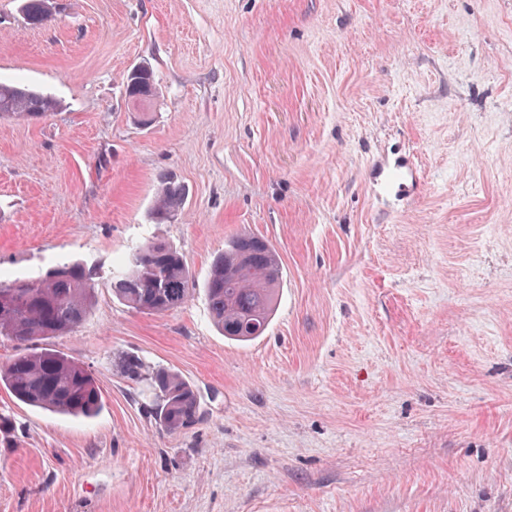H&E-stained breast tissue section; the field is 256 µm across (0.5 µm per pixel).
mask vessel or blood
Here are the masks:
<instances>
[{
    "label": "vessel or blood",
    "mask_w": 512,
    "mask_h": 512,
    "mask_svg": "<svg viewBox=\"0 0 512 512\" xmlns=\"http://www.w3.org/2000/svg\"><path fill=\"white\" fill-rule=\"evenodd\" d=\"M424 177L418 165L406 154L397 152L378 157L371 165L370 187L381 201L398 203L420 193Z\"/></svg>",
    "instance_id": "1"
}]
</instances>
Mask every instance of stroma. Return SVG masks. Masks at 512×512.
<instances>
[{
    "label": "stroma",
    "mask_w": 512,
    "mask_h": 512,
    "mask_svg": "<svg viewBox=\"0 0 512 512\" xmlns=\"http://www.w3.org/2000/svg\"><path fill=\"white\" fill-rule=\"evenodd\" d=\"M0 0V80L52 94L0 120V278L95 269L79 332L94 420L0 390V512H512V0ZM151 64L152 120L124 81ZM393 150L425 173L369 191ZM186 185L172 224L160 175ZM284 270L269 332L224 340L203 290L162 315L112 294L161 238L203 280L225 241ZM176 368L204 420L159 432L120 358ZM45 1L46 0H20V10L25 18L32 24H40L49 18L46 16L45 10L49 14H53L56 10V0ZM423 186L422 171L406 154L383 155L371 165L370 187L378 200L394 206L410 195L419 194ZM187 188L173 174L161 178L151 201V219L155 224H171L184 208Z\"/></svg>",
    "instance_id": "35a3bbf8"
}]
</instances>
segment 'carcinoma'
Wrapping results in <instances>:
<instances>
[{"instance_id":"obj_1","label":"carcinoma","mask_w":512,"mask_h":512,"mask_svg":"<svg viewBox=\"0 0 512 512\" xmlns=\"http://www.w3.org/2000/svg\"><path fill=\"white\" fill-rule=\"evenodd\" d=\"M45 0H20V10L33 24L48 19ZM126 96L137 106L157 96L152 69L133 68L126 77ZM61 109L53 96L13 81H0V118L37 119ZM187 188L176 176L161 178L151 201V219L171 224L184 208ZM96 272L86 264L62 260L36 278L0 281V340L17 353L0 362V389L33 408L76 418L96 417L103 396L91 371L59 350L34 343L76 334L96 302ZM283 282L280 257L266 240L250 233L224 242V252L211 263L203 284L209 315L224 338L238 343L265 335ZM196 288L195 277L180 252L162 239L136 248L124 259L112 282L113 295L127 308L164 314L179 307ZM123 375L146 383L155 427L177 433L199 423L204 402L180 371L152 367L125 355Z\"/></svg>"}]
</instances>
